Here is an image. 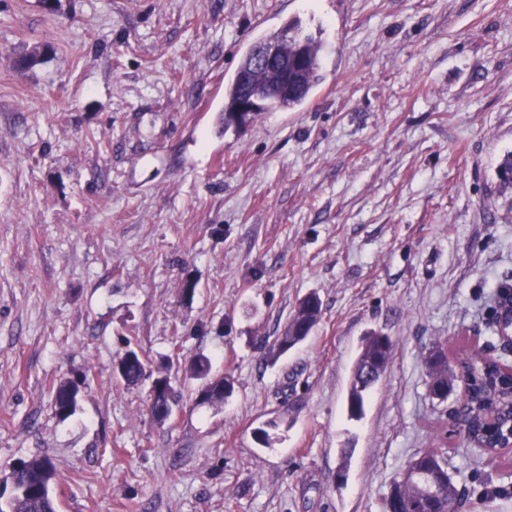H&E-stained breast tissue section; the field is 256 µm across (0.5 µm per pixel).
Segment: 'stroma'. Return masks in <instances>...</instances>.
Instances as JSON below:
<instances>
[{"mask_svg":"<svg viewBox=\"0 0 512 512\" xmlns=\"http://www.w3.org/2000/svg\"><path fill=\"white\" fill-rule=\"evenodd\" d=\"M261 17L320 39L324 80L226 130ZM510 152L512 0H0V506L11 466L45 456L58 512H382L440 449L461 512H512V452L471 451L424 364L436 344L512 363ZM311 293L319 324L270 359ZM370 329L392 357L354 421ZM130 342L175 419L116 382ZM198 355L224 403L197 401ZM82 375L60 419L49 388ZM211 373V366L210 361L205 356H200L195 358L191 364H190V374L193 378L196 380H200V384L202 381L208 380L209 382L215 381L217 384L222 385L224 388V392L217 393L210 402L214 403H220L224 402V393L226 392L227 387L232 388L230 382H228L226 379L223 378H213L210 376ZM232 390V389H231Z\"/></svg>","mask_w":512,"mask_h":512,"instance_id":"35a3bbf8","label":"stroma"}]
</instances>
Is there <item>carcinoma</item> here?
Masks as SVG:
<instances>
[{"label": "carcinoma", "mask_w": 512, "mask_h": 512, "mask_svg": "<svg viewBox=\"0 0 512 512\" xmlns=\"http://www.w3.org/2000/svg\"><path fill=\"white\" fill-rule=\"evenodd\" d=\"M279 41L281 46L293 50L301 44L309 58V73L304 87L288 96L275 86L271 76L253 66L252 52H247L237 74L224 85V104L235 101L242 91L240 75L251 72L253 93L262 102L260 111L294 110L304 104L318 86L320 76V52L322 44L301 28L299 22L288 25L273 33L265 34L260 42ZM323 304L316 294L301 299L293 316L277 336L274 344L275 355L279 356L305 341L322 318ZM393 342L390 337L371 330L360 340L358 357L354 363L350 386L347 392L349 417L359 419L364 414L366 400L372 387L383 376L389 360ZM125 354L134 356L118 379L125 386H136L150 377L140 353L129 348ZM430 381L428 391L436 397L438 391H448L457 377L468 380L464 394L459 398V417L469 435L487 448L495 449L508 444L512 435V377L504 373L497 363L478 353L463 348L456 353L454 366H448V355L443 347L425 357ZM208 358L200 356L190 364L193 378L216 382L224 388L231 387L224 378L210 376ZM73 381H61L49 388L56 415L70 416L76 405H69L64 399ZM175 399V392L169 397L151 401V413L159 421H167L173 413L168 400ZM53 463L46 457H35L12 466L14 480L13 494L8 510L0 512H57L55 499L49 495V485L55 479ZM459 495L453 478L448 474V461L442 454L423 452L408 461L406 469L393 481L384 507H393V512H448L455 497Z\"/></svg>", "instance_id": "obj_1"}]
</instances>
